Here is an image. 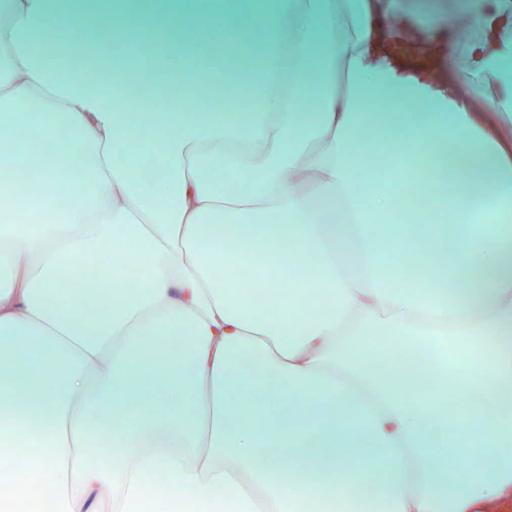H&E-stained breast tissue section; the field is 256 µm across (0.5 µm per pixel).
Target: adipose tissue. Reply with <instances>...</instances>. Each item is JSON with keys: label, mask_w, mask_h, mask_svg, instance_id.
<instances>
[{"label": "adipose tissue", "mask_w": 512, "mask_h": 512, "mask_svg": "<svg viewBox=\"0 0 512 512\" xmlns=\"http://www.w3.org/2000/svg\"><path fill=\"white\" fill-rule=\"evenodd\" d=\"M267 2L224 32L226 73L251 75L238 118L218 97L199 117L117 109L112 69L107 94L68 83L36 45L82 27L70 0H0V164L74 172L62 196L0 183V347L41 344L0 358V433L33 447L4 493L50 491L57 512H512V238L473 225L512 223V0H422L418 62L395 0ZM152 14L182 37L225 6ZM420 177L427 223H384ZM90 257L112 269L91 310L60 289ZM247 261L274 306L238 281Z\"/></svg>", "instance_id": "ef3b65f1"}]
</instances>
